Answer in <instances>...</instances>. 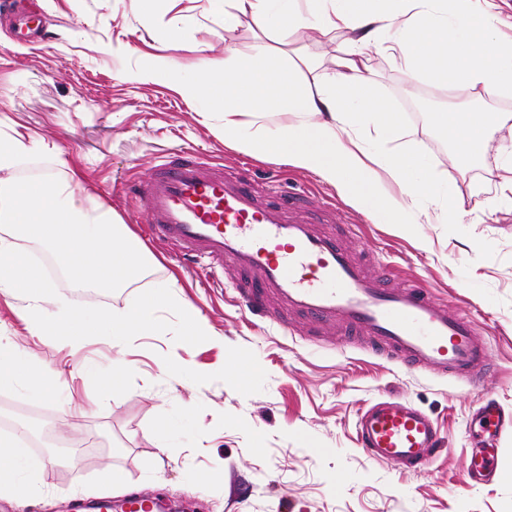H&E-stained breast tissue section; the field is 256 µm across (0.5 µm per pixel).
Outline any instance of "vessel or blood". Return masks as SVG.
Instances as JSON below:
<instances>
[{"mask_svg": "<svg viewBox=\"0 0 512 512\" xmlns=\"http://www.w3.org/2000/svg\"><path fill=\"white\" fill-rule=\"evenodd\" d=\"M129 192L146 215L143 237L206 269L213 284L238 277L235 291L251 315L276 320L278 312L264 305L269 297L278 311H299L323 326L345 321L406 366L474 383L483 375L486 347L465 314L417 283L383 287L335 236L298 218L274 182L261 194L237 171L174 154ZM358 441L372 459L414 472L439 450L432 418L392 396L366 407Z\"/></svg>", "mask_w": 512, "mask_h": 512, "instance_id": "vessel-or-blood-1", "label": "vessel or blood"}]
</instances>
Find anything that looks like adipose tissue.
<instances>
[{
	"label": "adipose tissue",
	"instance_id": "ef3b65f1",
	"mask_svg": "<svg viewBox=\"0 0 512 512\" xmlns=\"http://www.w3.org/2000/svg\"><path fill=\"white\" fill-rule=\"evenodd\" d=\"M238 2V12L225 11V31H233L240 13L247 12L263 30L346 31L351 48L315 91L300 80L298 62L273 63L262 50L250 57L226 50L219 68L203 63L198 80L184 88L205 93L208 112L223 115L225 141L245 154L314 172L360 209L384 213L390 223H456L461 202L455 192L441 188L419 156L384 150L402 129L403 117L375 93L364 73V50L392 28L410 78L424 75L512 97V44L501 38L498 13L476 8L474 0ZM502 121L498 112L451 108L437 113L435 126L452 147L453 164L465 166L489 150ZM386 175L400 182V195L385 192ZM25 383L44 398L57 390L53 379H33L21 355L0 345V387ZM0 447L9 451L0 459V498L28 497L45 459L29 455L18 439H1Z\"/></svg>",
	"mask_w": 512,
	"mask_h": 512
}]
</instances>
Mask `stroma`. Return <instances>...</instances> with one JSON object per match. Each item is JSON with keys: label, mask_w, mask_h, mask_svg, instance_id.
Returning a JSON list of instances; mask_svg holds the SVG:
<instances>
[{"label": "stroma", "mask_w": 512, "mask_h": 512, "mask_svg": "<svg viewBox=\"0 0 512 512\" xmlns=\"http://www.w3.org/2000/svg\"><path fill=\"white\" fill-rule=\"evenodd\" d=\"M16 2L17 10L0 9V135L22 133L30 151L11 179L53 176L75 184L134 238L145 217L126 187L148 180L167 152L193 147L225 168L245 165L256 188L278 179L286 192L306 193L300 217L339 234L386 286L420 283L438 302L468 313L488 366L471 384L376 354L342 323L320 332L292 314L281 331L251 317L231 288L208 285L202 269L166 247L149 248L144 277L114 292L70 287L57 268L56 288L85 306L121 310L141 292L170 284L177 298L199 309L211 336L196 346L167 333L137 336L121 351L135 373L132 389L103 402L86 367H110L111 344L94 337L77 348L50 342L25 321L28 300L0 294V341L59 383L51 399L0 389V435L16 433L18 414L32 416L54 439L91 440L81 468L47 465L37 494L22 505L1 498L0 512H84L92 485L103 500L115 488L120 498H158L179 512H512V481L468 478L472 452L490 447L498 470L512 471V430L494 440L479 422L490 400L512 415V193L504 189L500 154L512 146V98L409 79L397 50L367 49L375 91L405 115L388 150L422 155L462 201L458 223L415 224L406 233L360 211L314 172L225 143L222 117L205 115L201 96L136 77L160 58H175L192 74L199 55L220 64L226 49L248 56L263 47L279 60L308 57L301 78L314 90L346 48L343 33L265 34L246 12L228 33L211 0H168L182 31L166 44L142 25L131 0ZM451 107L506 115L474 163L479 177L451 165L450 146L433 123L436 112ZM59 155L64 165L56 164ZM174 357L188 375L163 373ZM241 358L260 371L244 389L226 375ZM387 395L435 421L444 449L427 470L377 463L358 447L362 410ZM162 419L172 425L163 451L154 434Z\"/></svg>", "instance_id": "stroma-1"}]
</instances>
